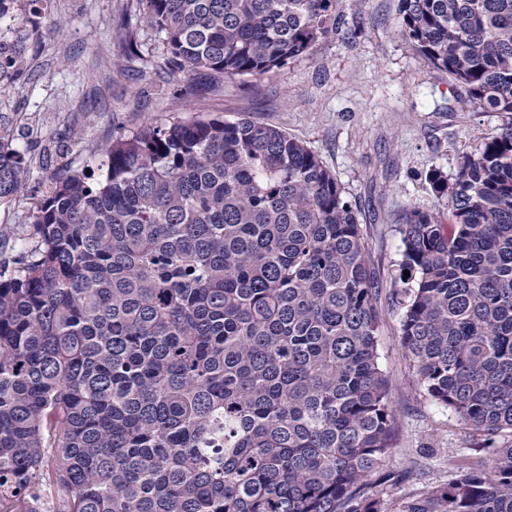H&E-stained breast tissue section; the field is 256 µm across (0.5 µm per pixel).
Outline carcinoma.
Wrapping results in <instances>:
<instances>
[{"mask_svg":"<svg viewBox=\"0 0 512 512\" xmlns=\"http://www.w3.org/2000/svg\"><path fill=\"white\" fill-rule=\"evenodd\" d=\"M167 60L262 75L336 30L335 0H139ZM471 112L512 113V0H399ZM26 70L0 35V84ZM54 177L0 269V512H512V125L404 216L401 341L490 459L389 510L392 383L357 213L299 139L203 113ZM0 141V205L23 190Z\"/></svg>","mask_w":512,"mask_h":512,"instance_id":"obj_1","label":"carcinoma"}]
</instances>
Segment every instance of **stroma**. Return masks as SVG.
Wrapping results in <instances>:
<instances>
[{"instance_id":"1","label":"stroma","mask_w":512,"mask_h":512,"mask_svg":"<svg viewBox=\"0 0 512 512\" xmlns=\"http://www.w3.org/2000/svg\"><path fill=\"white\" fill-rule=\"evenodd\" d=\"M40 24L22 77L0 87V134L25 158V188L0 207V256L31 243V214L52 177L97 168L101 144L153 121L190 116L193 105L225 120L248 118L302 140L336 176L358 211L379 282V363L397 419L388 472L410 481L377 486L393 503L447 483L484 456L448 408L431 401L401 345L399 285L405 212L447 211L425 179L454 178L481 137L512 123L501 112L462 109L448 76L424 64L398 25V0H336V33L310 54L261 76L184 78L165 61L162 36L140 21L139 0H35L12 21ZM138 56H128L127 42Z\"/></svg>"}]
</instances>
